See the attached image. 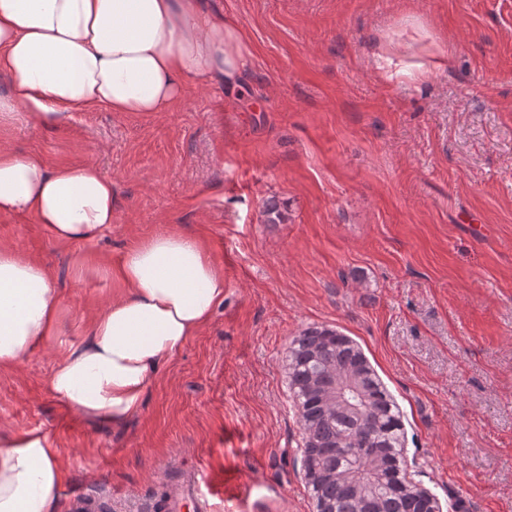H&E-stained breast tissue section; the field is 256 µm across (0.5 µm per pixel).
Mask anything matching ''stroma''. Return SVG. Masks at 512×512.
<instances>
[{
    "label": "stroma",
    "instance_id": "obj_1",
    "mask_svg": "<svg viewBox=\"0 0 512 512\" xmlns=\"http://www.w3.org/2000/svg\"><path fill=\"white\" fill-rule=\"evenodd\" d=\"M216 2L250 44L243 95L0 122L48 166L96 165L114 199L95 244L0 212V245L47 268L73 343L126 293L105 266L162 230L205 245L224 302L120 427L53 396L47 338L0 370V434L55 443L54 512H157L192 470L226 484L212 512H315L282 359L326 324L394 395L442 512H512V0ZM381 55L427 76L386 80ZM271 197L285 223H264Z\"/></svg>",
    "mask_w": 512,
    "mask_h": 512
}]
</instances>
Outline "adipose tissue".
I'll return each instance as SVG.
<instances>
[{"instance_id":"1","label":"adipose tissue","mask_w":512,"mask_h":512,"mask_svg":"<svg viewBox=\"0 0 512 512\" xmlns=\"http://www.w3.org/2000/svg\"><path fill=\"white\" fill-rule=\"evenodd\" d=\"M250 55L237 21L207 0H0V116L49 125L105 107L168 112L189 84L240 89ZM112 181L96 166L49 168L0 144V211L34 216L59 240L112 231ZM128 293L96 315L78 344L61 342L51 393L118 426L137 413L159 369L224 300V271L196 238L166 231L129 246L115 271ZM47 270L0 247V368L60 335ZM64 472L45 435H0V512H53Z\"/></svg>"}]
</instances>
